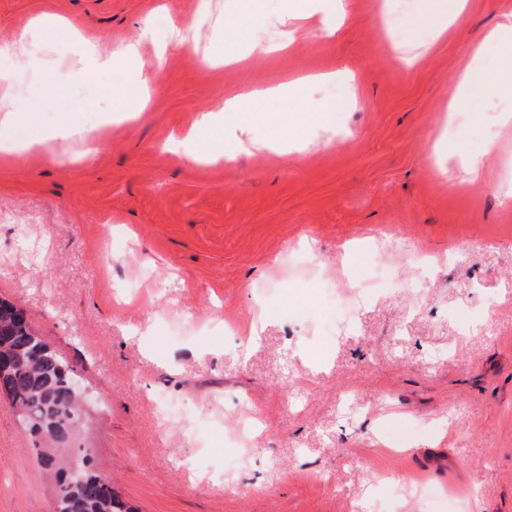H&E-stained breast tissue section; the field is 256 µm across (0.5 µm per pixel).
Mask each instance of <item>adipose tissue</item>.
Segmentation results:
<instances>
[{"label": "adipose tissue", "mask_w": 512, "mask_h": 512, "mask_svg": "<svg viewBox=\"0 0 512 512\" xmlns=\"http://www.w3.org/2000/svg\"><path fill=\"white\" fill-rule=\"evenodd\" d=\"M336 6V0H285L280 19L285 27L284 42L290 45L303 37L334 36ZM465 6L466 0H417L415 20L425 38L433 42L446 34L449 21L459 15ZM153 37L151 23H144L136 39L126 42L111 57L97 59L96 64L105 70L121 68L130 61L136 62L139 84L148 87L161 60L157 57L144 59L141 47ZM335 80L336 76L332 73L313 74L226 99L223 108L205 113L194 128L172 139L169 149L195 161L207 154L221 156L228 146L243 148L245 142L257 139L261 120L255 104L259 101L292 100L297 111H313V122L317 127L331 130L333 113L350 104V93H342L315 109L309 108L305 93L311 86L330 84ZM457 94L477 103L490 95L500 101L501 107L490 122L492 130L485 135L487 148H495L496 128L512 119V12L504 14L497 28L473 46L471 63L459 77Z\"/></svg>", "instance_id": "obj_1"}]
</instances>
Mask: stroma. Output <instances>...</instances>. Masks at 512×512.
Wrapping results in <instances>:
<instances>
[{"mask_svg": "<svg viewBox=\"0 0 512 512\" xmlns=\"http://www.w3.org/2000/svg\"><path fill=\"white\" fill-rule=\"evenodd\" d=\"M511 1L468 0L427 45L413 0H346L337 36L283 49L276 0H0V42L30 78L0 101L21 137L50 138L0 154V297L88 387L78 444L138 512H512V125L490 155L472 101L441 130ZM45 13L71 37L42 42ZM199 17L195 43L143 46L163 55L143 111L103 112L136 73L78 65L82 44L105 56L144 19L161 40ZM217 17L245 65L215 60ZM338 70L355 90L340 144L304 127L285 154L157 151L225 98ZM442 137L481 156L478 177L431 163ZM356 272L370 294L328 333ZM54 497L0 402V512Z\"/></svg>", "mask_w": 512, "mask_h": 512, "instance_id": "obj_1", "label": "stroma"}]
</instances>
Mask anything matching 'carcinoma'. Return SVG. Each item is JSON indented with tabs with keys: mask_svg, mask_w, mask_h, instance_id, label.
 <instances>
[{
	"mask_svg": "<svg viewBox=\"0 0 512 512\" xmlns=\"http://www.w3.org/2000/svg\"><path fill=\"white\" fill-rule=\"evenodd\" d=\"M2 349L28 358L27 364L20 363L10 374L0 375V397L30 423L31 437L45 438L44 454L57 461V512H138L105 477L91 469L85 472L82 485L69 484L66 468L71 462V446L46 434L52 430L74 434L78 430L79 416L69 389L73 370L55 351L43 349L24 312L4 298L0 299Z\"/></svg>",
	"mask_w": 512,
	"mask_h": 512,
	"instance_id": "carcinoma-1",
	"label": "carcinoma"
}]
</instances>
